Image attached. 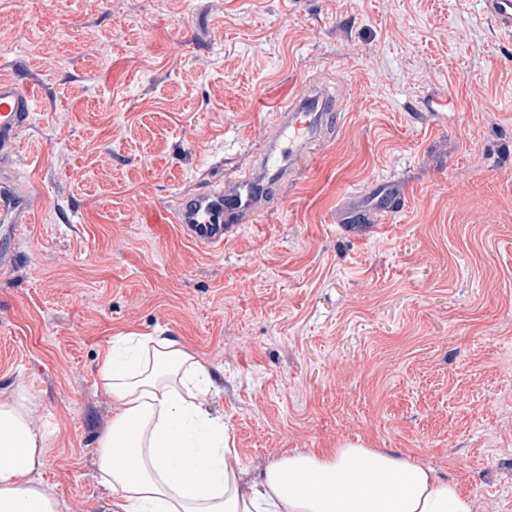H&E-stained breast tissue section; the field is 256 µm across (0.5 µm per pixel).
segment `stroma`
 <instances>
[{"label":"stroma","instance_id":"35a3bbf8","mask_svg":"<svg viewBox=\"0 0 512 512\" xmlns=\"http://www.w3.org/2000/svg\"><path fill=\"white\" fill-rule=\"evenodd\" d=\"M318 77L334 134L261 223L204 251L167 207L234 176ZM0 77L46 87L5 172L0 396L49 433L65 512H110L97 365L159 333L209 368L248 479L362 440L512 512V38L479 0H0ZM407 207L370 229L379 192ZM32 221L31 201L27 190L13 186L0 191V239L10 243L22 228Z\"/></svg>","mask_w":512,"mask_h":512}]
</instances>
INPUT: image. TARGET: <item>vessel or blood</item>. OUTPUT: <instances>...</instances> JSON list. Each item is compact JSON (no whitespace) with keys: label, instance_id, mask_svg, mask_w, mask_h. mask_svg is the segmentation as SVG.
Returning <instances> with one entry per match:
<instances>
[{"label":"vessel or blood","instance_id":"1","mask_svg":"<svg viewBox=\"0 0 512 512\" xmlns=\"http://www.w3.org/2000/svg\"><path fill=\"white\" fill-rule=\"evenodd\" d=\"M481 15L501 34L512 37V0H481ZM40 103L35 84L0 79V161L17 156L23 132ZM333 100L307 84L294 98L270 113L265 122L261 149L227 180H212L179 194L170 207L172 223L184 237L202 249L223 246L226 235L239 225L256 223L268 212L271 189L288 182L302 163L311 159L310 145L329 120ZM32 221L27 191L0 189V265L15 257L8 243L22 226Z\"/></svg>","mask_w":512,"mask_h":512}]
</instances>
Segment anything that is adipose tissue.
Masks as SVG:
<instances>
[{
  "label": "adipose tissue",
  "instance_id": "1",
  "mask_svg": "<svg viewBox=\"0 0 512 512\" xmlns=\"http://www.w3.org/2000/svg\"><path fill=\"white\" fill-rule=\"evenodd\" d=\"M112 418L96 456L116 512H473L472 499L433 468L347 441L291 453L244 483L228 461L224 419L206 406L207 366L173 338L115 337L97 368ZM35 403L0 399V512H65L41 478L46 436Z\"/></svg>",
  "mask_w": 512,
  "mask_h": 512
}]
</instances>
